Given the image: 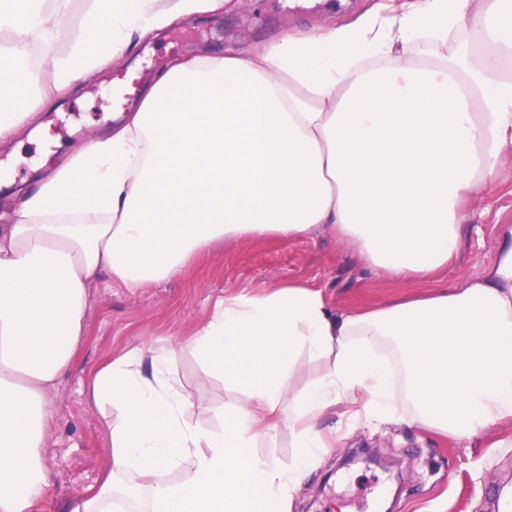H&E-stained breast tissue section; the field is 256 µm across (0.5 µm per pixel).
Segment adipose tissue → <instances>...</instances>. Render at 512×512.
<instances>
[{
    "mask_svg": "<svg viewBox=\"0 0 512 512\" xmlns=\"http://www.w3.org/2000/svg\"><path fill=\"white\" fill-rule=\"evenodd\" d=\"M226 2L93 0L47 85L30 60L57 10L0 0V141L133 37ZM458 27L469 46L442 51ZM510 152L512 0H378L351 20L172 64L110 131L22 190L0 225V512H37L52 487L50 393L74 359L92 281L140 288L215 241L320 233L376 271L430 281ZM181 346L240 397L222 429L191 420L169 340L101 361L91 396L109 411V464L63 512H129L136 490L146 512H287L309 463L354 420L470 441L512 424V225L461 287L343 312L322 289L281 283L225 296ZM305 356L321 369L296 391ZM168 470L180 481H161Z\"/></svg>",
    "mask_w": 512,
    "mask_h": 512,
    "instance_id": "ef3b65f1",
    "label": "adipose tissue"
}]
</instances>
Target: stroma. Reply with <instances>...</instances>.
I'll return each instance as SVG.
<instances>
[{
	"instance_id": "1",
	"label": "stroma",
	"mask_w": 512,
	"mask_h": 512,
	"mask_svg": "<svg viewBox=\"0 0 512 512\" xmlns=\"http://www.w3.org/2000/svg\"><path fill=\"white\" fill-rule=\"evenodd\" d=\"M373 2L349 0L338 10L332 0H234L229 12L145 37L122 59L88 78L78 98L40 112L49 138L34 141L24 134L0 144V172L11 171L15 183H22L31 178L33 167L50 171L108 132L116 113V74H140L147 87L179 57L229 45L249 46L268 35L326 25L360 14ZM90 7V0H66L47 40L49 59L69 55L72 35ZM504 224H512V153L494 188L473 201L459 255L439 286L459 287L489 266ZM288 280L322 289L329 303L342 310L384 303L420 287L414 280L374 272L353 246L327 234L292 242H220L177 277L145 288L93 282L77 355L50 395L54 418L46 433L45 463L53 486L44 512H60L65 501L95 484L108 464L109 431L90 393L97 363L159 338L180 340L209 319L224 295L257 293ZM171 368L185 393L198 403L192 421L206 429L220 428L218 405L210 399L218 383L203 374L186 349L177 352ZM510 438L512 424L492 429L483 443L390 424L353 426L297 490L291 512H380L376 492L394 476L400 485L393 512H496L500 491L512 487V450L495 447L494 442ZM368 450L381 456L382 466L348 464L349 456Z\"/></svg>"
}]
</instances>
